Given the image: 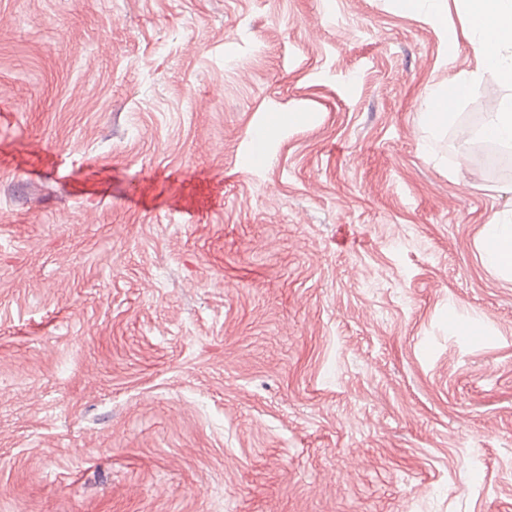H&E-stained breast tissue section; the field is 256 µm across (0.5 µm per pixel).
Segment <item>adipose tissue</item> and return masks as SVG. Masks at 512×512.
I'll use <instances>...</instances> for the list:
<instances>
[{
  "label": "adipose tissue",
  "instance_id": "obj_1",
  "mask_svg": "<svg viewBox=\"0 0 512 512\" xmlns=\"http://www.w3.org/2000/svg\"><path fill=\"white\" fill-rule=\"evenodd\" d=\"M460 2L471 18L465 36L474 49L475 66L468 74L453 77L447 84L429 90L425 120L431 126L447 122L446 99L452 90L474 91L489 71L512 79V0ZM483 253L490 265L512 270V215L492 222Z\"/></svg>",
  "mask_w": 512,
  "mask_h": 512
}]
</instances>
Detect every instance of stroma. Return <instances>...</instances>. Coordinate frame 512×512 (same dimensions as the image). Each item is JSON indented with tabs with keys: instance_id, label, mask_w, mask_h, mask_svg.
Returning <instances> with one entry per match:
<instances>
[{
	"instance_id": "35a3bbf8",
	"label": "stroma",
	"mask_w": 512,
	"mask_h": 512,
	"mask_svg": "<svg viewBox=\"0 0 512 512\" xmlns=\"http://www.w3.org/2000/svg\"><path fill=\"white\" fill-rule=\"evenodd\" d=\"M445 23L0 0V512H512V173L459 136L512 84L428 127ZM489 238L484 242L486 261L495 267L512 270V212L501 220L491 222Z\"/></svg>"
}]
</instances>
